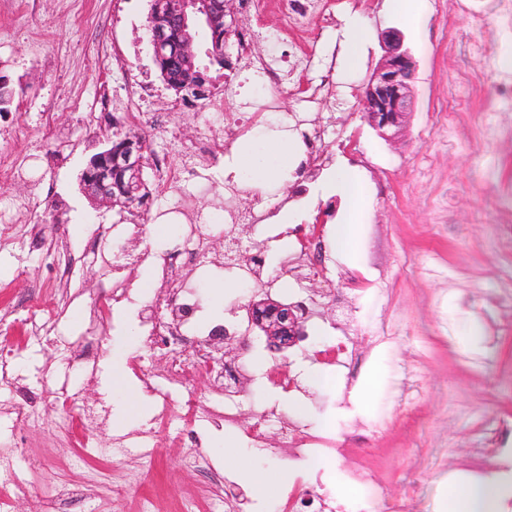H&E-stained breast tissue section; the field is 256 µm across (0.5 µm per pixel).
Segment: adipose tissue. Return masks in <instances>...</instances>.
<instances>
[{
  "instance_id": "ef3b65f1",
  "label": "adipose tissue",
  "mask_w": 512,
  "mask_h": 512,
  "mask_svg": "<svg viewBox=\"0 0 512 512\" xmlns=\"http://www.w3.org/2000/svg\"><path fill=\"white\" fill-rule=\"evenodd\" d=\"M295 156V146L281 141L268 142L262 149L248 145L234 154L224 174L235 178L241 173H250L253 186L259 188L269 175L291 172ZM323 185L325 189L340 193L344 200L343 217L336 226L335 240L339 250L351 251L357 226L370 205L363 181L356 170L345 168L329 173ZM501 492L499 483L491 478L456 484L457 512H493Z\"/></svg>"
}]
</instances>
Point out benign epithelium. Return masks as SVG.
Masks as SVG:
<instances>
[{"mask_svg": "<svg viewBox=\"0 0 512 512\" xmlns=\"http://www.w3.org/2000/svg\"><path fill=\"white\" fill-rule=\"evenodd\" d=\"M232 0H154L150 12L149 42L157 63L174 59L189 75L201 76L199 66L198 29L206 26L214 33L211 57L223 58L228 40L221 35L230 31L235 12ZM383 55L364 90V118L379 134L388 139L400 135L407 115L413 111L412 81L416 61L405 43L403 33L390 28L382 35ZM103 156L114 159L141 179L144 157H112V147ZM111 170L95 178L94 201L112 206ZM249 330L264 336L270 349L287 352L304 335L305 312L298 302L286 303L267 295L254 296L247 305Z\"/></svg>", "mask_w": 512, "mask_h": 512, "instance_id": "benign-epithelium-1", "label": "benign epithelium"}]
</instances>
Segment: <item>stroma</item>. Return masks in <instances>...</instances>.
<instances>
[{"label": "stroma", "mask_w": 512, "mask_h": 512, "mask_svg": "<svg viewBox=\"0 0 512 512\" xmlns=\"http://www.w3.org/2000/svg\"><path fill=\"white\" fill-rule=\"evenodd\" d=\"M383 0H342L335 18L322 30L289 26L275 7L263 25L279 38L280 52L301 41L311 51L306 82H318L326 65L340 53L348 15L369 25L366 51L351 69L336 67V100L322 105L314 118L333 132L326 170L349 166L358 171L371 197L359 225L352 254L331 250L330 275L350 272L367 278L366 290L351 293V337L366 359L352 389L334 369L312 361L310 350L336 345V307L322 306L309 349L289 356L270 351L252 338L242 354L247 363L248 395L240 400L239 427L228 431L206 424L197 428L201 449L213 472L231 480L243 495L241 512H278L281 488L253 491L245 477L224 466L225 437L247 456L255 471L280 472L299 481L302 469L276 455L278 425L265 427L261 441L244 439L259 407L273 408L314 433L334 437L339 453L324 458L319 478L348 512H375L362 487L349 475L360 464L380 471L390 495L405 512H452L451 487L470 477L472 451L486 445L481 423L505 421L509 434L480 478L512 473V28L499 23L493 0H429L430 20L414 35L400 19L386 16ZM148 0H0V76L15 91L0 114V162L25 167L40 160L39 183L18 177L0 180V203L31 200L14 216V235L0 242V300L14 303L13 360L21 392L0 388V421L7 411L35 408L36 427L11 426L0 433V446L12 448L17 476L32 486L29 497L11 498L0 512H39L63 483L78 489L77 512H177L181 501L197 493L195 512H224L205 475L184 469L176 449L153 456L128 449L123 457L100 460L87 454L75 433L58 428L59 410L52 382L68 383L87 402L109 409L102 444L113 436L148 428L155 400L145 396L138 414H123L126 386L139 384L132 360L157 370L165 354L143 344L144 331L134 311L111 307L106 314L107 341L94 365L75 357L112 271L117 248L157 251L174 247L164 211L167 197L156 192L154 162L167 145V130L146 131L150 145L145 176L153 192L147 208L128 211L88 200L79 177L89 159L105 146L106 128L97 116L103 98L123 95L130 76L147 77L160 98L175 99L155 66L147 32ZM402 30L417 71L415 110L399 138L388 140L363 119V91L381 56V35ZM491 43L495 56L469 53L468 44ZM276 117L242 135L257 144L281 137V121L299 107L297 82L279 95ZM66 138L54 150L43 137L42 116ZM322 176H274L263 185L273 194L264 224H238L232 233L243 244L267 246L280 256L289 226L276 221L283 208L298 224H322L334 231L343 199L321 190ZM142 235L130 239L128 225ZM97 250L91 261L89 250ZM181 276L198 289V322L240 332L253 291L288 302L307 297L278 265H269L260 284L244 280L230 267L206 271L187 267ZM227 285L219 294L218 285ZM72 299L60 305L63 292ZM61 308L57 323L61 346L27 341L25 305ZM384 332L386 342L375 339ZM289 360L291 391L266 376ZM377 420L383 429L365 453L350 451L353 426Z\"/></svg>", "instance_id": "1"}]
</instances>
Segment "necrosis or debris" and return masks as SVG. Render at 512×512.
Instances as JSON below:
<instances>
[{"mask_svg": "<svg viewBox=\"0 0 512 512\" xmlns=\"http://www.w3.org/2000/svg\"><path fill=\"white\" fill-rule=\"evenodd\" d=\"M240 19L233 33L236 58L225 61V70L234 66L257 73L262 82V91L248 98L245 110L238 119H230L224 111L223 95H216L211 101L216 120L224 125L228 139H236L266 117L275 114L279 105V94L285 83L298 80L303 103L312 104L335 95L336 82L332 69H325L319 83L307 86L301 84L302 72L310 55L305 45H296L293 51L295 62L286 65L276 53H262L257 49L259 42L268 40L264 32L261 16L266 0H238ZM156 90L151 82L131 81L116 110L102 108L103 118H110L112 112L123 113L129 123H146L159 128L164 124L165 108H153ZM303 143L305 156L299 168L301 172L312 174L320 171L328 158L329 142L327 130L306 112H296L285 125ZM224 153L223 144L218 143L210 131L200 133L195 141L178 143L175 152L162 155L157 172L163 189L170 197L171 210L179 221L178 245L171 252L154 259L157 273V289L153 298L143 305L138 313L141 324L147 330L148 347L164 350L168 365L160 372L141 373L140 378L147 387L155 388L157 394L156 418L154 426L139 433L143 447H172L179 449L183 463L197 464L203 459L195 441L184 440L182 436L170 435L168 424L172 414H180L184 428H193L197 423L208 422L216 426H234L235 404L244 398L247 388L244 384L245 365L237 361L213 364L209 347L216 339L217 330L200 331L195 326L198 299L193 288L181 284L180 271L184 266H199L205 263L206 256L202 242L216 224H262L267 220L263 207L248 209L237 205L240 195L238 187L226 189L229 198L222 212L206 215L192 208L184 192L187 184L196 181L199 174L196 162L203 159L219 161ZM294 248L282 258L280 265L290 272L295 280L306 282L312 279H325L324 253L326 236L323 225L310 224L294 229ZM210 375L217 381V393L207 403L189 399L181 408H174L172 394L176 391H191L196 380ZM55 403L69 427L80 432L83 447L101 452L102 456H112L114 450L125 447V437L113 438L111 447L100 448L96 436L107 425L109 418L104 410L76 406L67 387L55 389ZM284 448L294 460H304L317 452H330L335 447L333 439L312 434L295 423L282 424Z\"/></svg>", "mask_w": 512, "mask_h": 512, "instance_id": "necrosis-or-debris-1", "label": "necrosis or debris"}]
</instances>
